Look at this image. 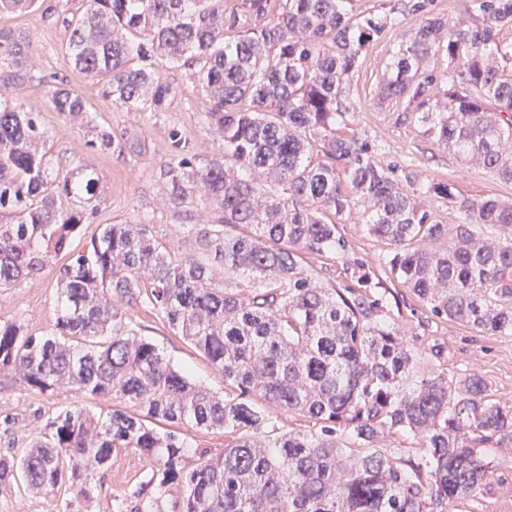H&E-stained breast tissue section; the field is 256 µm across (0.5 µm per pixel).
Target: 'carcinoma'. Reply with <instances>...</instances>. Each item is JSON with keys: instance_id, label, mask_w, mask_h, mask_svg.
<instances>
[{"instance_id": "obj_1", "label": "carcinoma", "mask_w": 512, "mask_h": 512, "mask_svg": "<svg viewBox=\"0 0 512 512\" xmlns=\"http://www.w3.org/2000/svg\"><path fill=\"white\" fill-rule=\"evenodd\" d=\"M70 29L74 67L103 82L112 102L161 112L173 88L158 57L187 66L224 141L215 157L193 154L178 129L161 173L177 215L202 202L212 219L186 225L175 253L146 223L107 224L88 251L61 266L60 309L48 335L0 323V372L45 393L66 387L110 394L138 412L94 418L73 406L47 419L25 449L0 454V485L55 489L87 479L133 448L156 463L143 488L177 485L181 512H452L482 494L497 448H512V406L491 398L477 374L418 377V350L381 317L388 290L370 274L359 289L322 286L306 254L341 258L333 219L364 206L368 230L388 246L380 264L440 320L490 334L512 333V203L458 199L443 183L417 185L383 166L361 137L337 133L354 111L350 80L362 54L405 15L412 40L388 66L383 92L406 98L437 142L512 181V0H469L473 22L444 28L432 0H395L355 15L352 0H285L264 24L240 30L224 0H87ZM29 42L0 36V57L19 64ZM457 63L439 70V61ZM448 82L439 112L422 110ZM53 109L91 127V144L139 154L91 125L84 100L56 88ZM33 112L0 103V288L16 287L71 242L100 195L97 175L62 179L38 151ZM458 204L460 222L433 219L418 197ZM71 200L64 207L60 198ZM159 309L176 334L224 377V395L175 370L130 325L125 308ZM315 420L310 432H276L272 419ZM225 429L218 453L186 442L175 426ZM411 440V448L398 445Z\"/></svg>"}]
</instances>
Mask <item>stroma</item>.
Segmentation results:
<instances>
[{"mask_svg":"<svg viewBox=\"0 0 512 512\" xmlns=\"http://www.w3.org/2000/svg\"><path fill=\"white\" fill-rule=\"evenodd\" d=\"M86 0H39L38 6L23 13L0 14V36H29L25 63H0V83L5 84L10 106L38 115L45 139L40 144L50 169L66 174L77 167L94 170L102 185L100 198L88 203L92 217L72 240L74 253H82L90 240L107 224L136 223L148 219L149 228L168 249L183 251L189 242L184 233L188 224H204L210 219L207 206L198 205L176 216L164 205L161 172L171 154L169 132L182 131L190 152L217 156L224 149L210 128L206 102L190 71L173 67L165 59L155 61L162 79L174 89L166 111L133 112L112 103L104 95L101 82L74 69L67 53L69 31L61 16H81ZM416 17H406L399 25L375 38L361 58L351 82L356 109L344 128L375 145L379 159L394 164L400 174L419 183L451 185L458 197L512 201V182L499 180L481 167L463 161L457 153L440 146L426 126L407 118L406 99L384 98L382 86L387 65L400 43L413 38ZM67 89L83 98L94 121L111 129L113 136L138 135L146 142L142 155H127L112 149L103 151L90 144L87 128L70 122L55 112L49 100L51 88ZM336 228L346 244L344 258L309 255L304 266L318 282L345 288L353 285L358 268L374 270L388 282L399 298L392 311L406 340L420 354L418 367L428 371L442 364L449 373H475L488 384L495 399L512 405V334H487L469 326L439 320L408 289L391 281L379 260L386 246L370 234L361 214L353 211L336 219ZM57 259H50L33 279L15 288H0V323L21 324L33 336L52 332L57 317ZM126 316L140 336L155 344L177 370L186 372L197 384L223 393L224 379L190 342L175 334L163 313L141 303L126 309ZM438 345L440 359L428 353ZM77 405L96 417L118 408L119 400L109 395H84L60 388L40 393L11 372L0 373V420H14L13 429L0 428V446L15 443L23 447L25 436L38 432L48 414ZM151 463L134 449H120L111 468L94 471L85 486L65 484L54 493L34 494L22 484L0 485V512H137V492L152 475ZM454 512H512V450H500L483 494L464 500Z\"/></svg>","mask_w":512,"mask_h":512,"instance_id":"obj_1","label":"stroma"}]
</instances>
